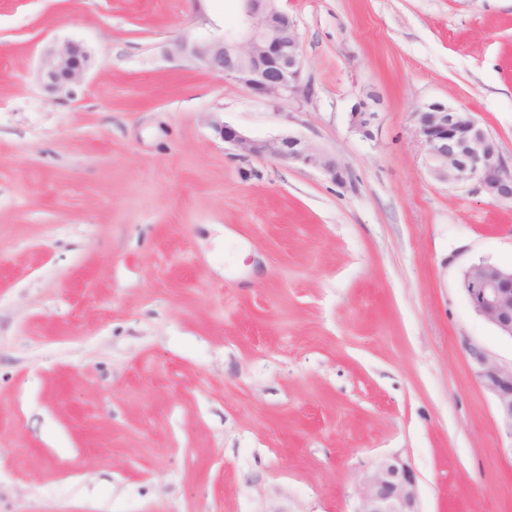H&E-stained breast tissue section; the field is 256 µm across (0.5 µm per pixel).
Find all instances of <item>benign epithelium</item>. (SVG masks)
<instances>
[{
  "mask_svg": "<svg viewBox=\"0 0 512 512\" xmlns=\"http://www.w3.org/2000/svg\"><path fill=\"white\" fill-rule=\"evenodd\" d=\"M244 28L221 38L180 40L177 53L202 64L224 81L244 86L271 103L288 101L306 90L297 24L280 0H239ZM90 53L67 40L47 47L38 77L51 92H63L82 80ZM380 96L369 90L352 107L351 129L372 137ZM415 133L425 149L431 175L454 188L471 184L491 201L512 205V159L506 158L471 113L441 101L426 102L414 112ZM225 143L256 157H270L320 171L335 184L350 180V170L336 155L291 134L252 139L216 122ZM464 290L472 309L498 332L512 338V269L487 261L464 272ZM475 376L494 397L506 434L512 438V365L501 364L481 346L469 347ZM353 512H421L417 479L398 455L380 459L362 475Z\"/></svg>",
  "mask_w": 512,
  "mask_h": 512,
  "instance_id": "1",
  "label": "benign epithelium"
}]
</instances>
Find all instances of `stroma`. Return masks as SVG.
Returning <instances> with one entry per match:
<instances>
[{
    "instance_id": "35a3bbf8",
    "label": "stroma",
    "mask_w": 512,
    "mask_h": 512,
    "mask_svg": "<svg viewBox=\"0 0 512 512\" xmlns=\"http://www.w3.org/2000/svg\"><path fill=\"white\" fill-rule=\"evenodd\" d=\"M280 5L311 94L273 105L174 51L239 26L238 0H0V512H353L389 455L421 512H512L468 354L508 365L512 340L461 287L512 267V206L435 180L413 123L442 101L512 157V0ZM66 40L93 65L53 94L37 71ZM379 104V94L374 90L367 91L349 113L351 129L365 138H370ZM213 128L225 144L248 155L270 157L314 168L335 184H345L350 180L349 168L336 154L326 152L302 137L286 134L252 139L227 124L215 122Z\"/></svg>"
}]
</instances>
